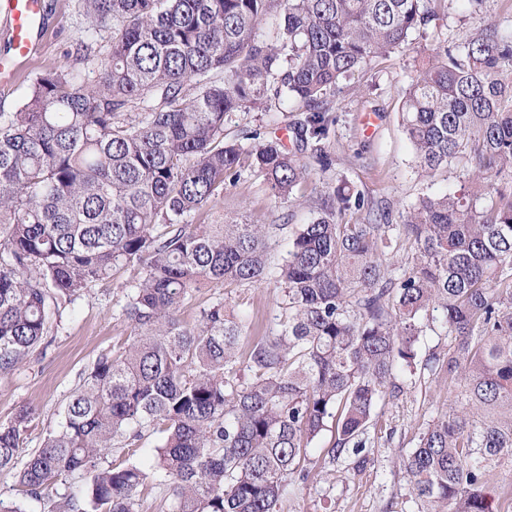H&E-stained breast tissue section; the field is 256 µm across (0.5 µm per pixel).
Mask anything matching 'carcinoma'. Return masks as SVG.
Here are the masks:
<instances>
[{"label":"carcinoma","instance_id":"cac0c4a2","mask_svg":"<svg viewBox=\"0 0 512 512\" xmlns=\"http://www.w3.org/2000/svg\"><path fill=\"white\" fill-rule=\"evenodd\" d=\"M446 0H81L112 40L92 75L36 76L20 109L0 114V375L49 335L53 317L94 282L133 269L130 334L101 355L17 474L0 512H283L307 480L308 448L356 456L396 373H416L419 337L452 336L432 372L456 373V407L433 418L403 459L420 512H494L492 464L512 457V33L489 22L442 43L406 91L401 125L426 175L462 166L467 186L428 193L402 224H369L342 182L288 236L243 213L185 217L250 168L276 198L333 160L327 94L440 20ZM272 39L259 38L264 25ZM224 73V82L190 88ZM298 104L306 163L264 132L224 140L233 112ZM149 103L134 121L135 103ZM412 242L399 277L386 260ZM281 288L262 336L217 300L194 323L181 310L214 283L269 273ZM33 409L0 423V470L12 469ZM158 435L152 464L140 444ZM81 495L55 497L66 478Z\"/></svg>","mask_w":512,"mask_h":512}]
</instances>
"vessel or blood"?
<instances>
[{"label": "vessel or blood", "instance_id": "vessel-or-blood-1", "mask_svg": "<svg viewBox=\"0 0 512 512\" xmlns=\"http://www.w3.org/2000/svg\"><path fill=\"white\" fill-rule=\"evenodd\" d=\"M42 13L43 0H0V21L11 34L14 50L12 58L0 57V84L10 83L19 65L31 54L30 34Z\"/></svg>", "mask_w": 512, "mask_h": 512}]
</instances>
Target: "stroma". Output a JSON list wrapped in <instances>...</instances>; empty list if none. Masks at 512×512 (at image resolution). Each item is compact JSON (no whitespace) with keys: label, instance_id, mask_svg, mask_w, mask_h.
<instances>
[{"label":"stroma","instance_id":"obj_1","mask_svg":"<svg viewBox=\"0 0 512 512\" xmlns=\"http://www.w3.org/2000/svg\"><path fill=\"white\" fill-rule=\"evenodd\" d=\"M44 2L45 26L37 34L44 49L19 70L12 84L0 87V113L17 111L31 80L40 73L59 67L91 70L96 55L112 38L111 29L92 26L79 0ZM446 4L444 21L426 36L428 47L445 40L460 41L464 32L487 21L497 22L503 31L512 30V0H485L479 12L468 9L463 0H446ZM419 61L412 49H399L343 82L341 92L333 97L336 122L328 141L334 164L331 170L314 175V186L305 189L303 197H273L263 178L246 170L236 185L227 188L223 199L204 214L190 216V223L217 224L225 215L243 210L254 223L275 222L293 228L308 221L315 188L344 180L373 206L388 207L392 223L400 224L426 185L437 190L458 185L462 171L456 167L431 179L421 176L401 127L402 100ZM295 117L289 101L276 103L267 114L235 112L225 121V138L242 142L245 132L261 125L267 138L292 151L296 148L291 129ZM130 278V272L121 271L92 283L55 319L45 348L35 349L13 372L0 376V423L8 422L22 405L36 412L24 452L41 446L46 430L60 422L84 373L129 335L122 308ZM278 297L279 288L271 278L243 288L227 289L218 284L197 293L182 317L194 322L202 307L220 298L235 311L250 315L257 332L262 333L274 322ZM396 382L401 387L398 397L377 409L385 431H367L366 463H358L351 454L324 463L331 435L323 433L308 450L312 461L308 480L290 487L286 512H418L401 460L415 447L421 428L453 406L457 386L447 373L426 369L413 376L398 374Z\"/></svg>","mask_w":512,"mask_h":512}]
</instances>
